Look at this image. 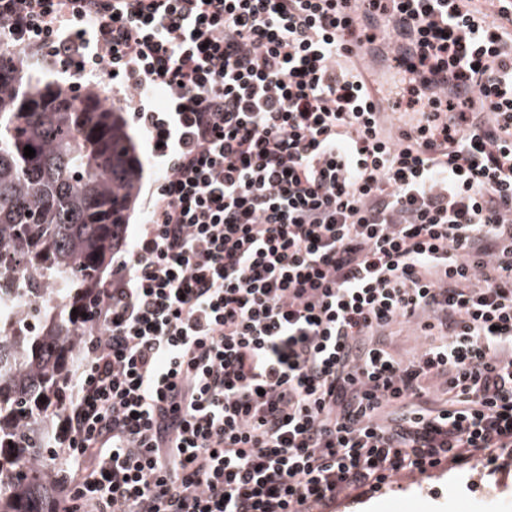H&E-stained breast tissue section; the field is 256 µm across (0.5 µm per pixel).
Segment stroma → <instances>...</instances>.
I'll list each match as a JSON object with an SVG mask.
<instances>
[{
  "label": "stroma",
  "instance_id": "1",
  "mask_svg": "<svg viewBox=\"0 0 512 512\" xmlns=\"http://www.w3.org/2000/svg\"><path fill=\"white\" fill-rule=\"evenodd\" d=\"M333 512H512V455L399 477L360 496L339 498Z\"/></svg>",
  "mask_w": 512,
  "mask_h": 512
}]
</instances>
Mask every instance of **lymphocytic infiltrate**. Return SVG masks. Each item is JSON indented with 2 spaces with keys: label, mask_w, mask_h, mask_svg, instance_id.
Here are the masks:
<instances>
[{
  "label": "lymphocytic infiltrate",
  "mask_w": 512,
  "mask_h": 512,
  "mask_svg": "<svg viewBox=\"0 0 512 512\" xmlns=\"http://www.w3.org/2000/svg\"><path fill=\"white\" fill-rule=\"evenodd\" d=\"M1 43L110 84L163 175L61 399L68 512H331L512 454V0H0ZM392 332L394 336H391V348L401 357H406L409 353H412L415 349L419 348L423 342L428 343L430 341V339H426L425 336L412 335V332L404 325H393Z\"/></svg>",
  "instance_id": "1"
}]
</instances>
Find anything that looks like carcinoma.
<instances>
[{"mask_svg": "<svg viewBox=\"0 0 512 512\" xmlns=\"http://www.w3.org/2000/svg\"><path fill=\"white\" fill-rule=\"evenodd\" d=\"M141 175L123 113L95 88L0 59V512H62L54 422Z\"/></svg>", "mask_w": 512, "mask_h": 512, "instance_id": "cac0c4a2", "label": "carcinoma"}]
</instances>
